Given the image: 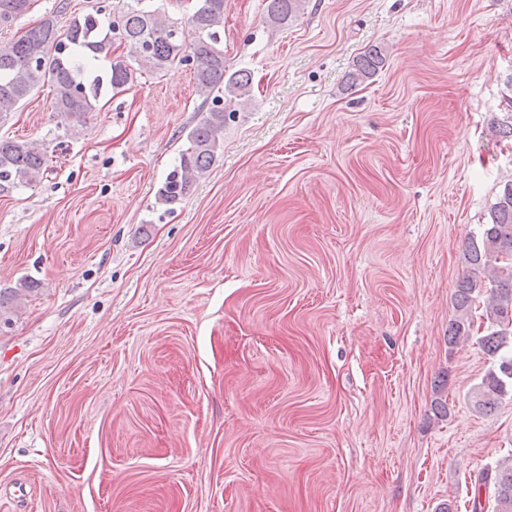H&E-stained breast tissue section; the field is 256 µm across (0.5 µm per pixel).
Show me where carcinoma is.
Returning a JSON list of instances; mask_svg holds the SVG:
<instances>
[{
    "label": "carcinoma",
    "mask_w": 512,
    "mask_h": 512,
    "mask_svg": "<svg viewBox=\"0 0 512 512\" xmlns=\"http://www.w3.org/2000/svg\"><path fill=\"white\" fill-rule=\"evenodd\" d=\"M35 2L0 0V30L12 26ZM304 4L305 0H266V22L274 28L287 27L297 20ZM101 12L99 8L94 15L75 17L63 31L51 15L25 35L0 45V118L44 79L52 87L55 112L71 123L94 111L107 91L131 86L143 68L157 74L191 66L198 94L211 100L212 107L187 133V147L180 153L179 165L159 191L165 203L181 200L215 162L223 144L224 124L236 117L237 107L250 92L249 72L228 74L224 67V50L219 48L224 0H200L188 18L199 33L189 48L180 41L175 22L166 13L145 5V0L115 6L105 32L97 18ZM118 46L127 52H116ZM101 59L107 62L102 70L94 65ZM384 62L380 47H369L350 73V84L369 81ZM46 167V156L35 147L0 138V197L37 184ZM490 220L466 243L470 274L458 281L456 316L448 326V343L457 345L473 336L476 320L486 324V334L478 341L493 366L472 391L474 409L483 414L494 412L512 391V183L505 184L491 205ZM37 293L38 288L27 280L0 293V329L11 326L22 301ZM484 293L485 310L475 315L473 308ZM490 483L495 490L494 512H512V463L492 475L479 474L478 486Z\"/></svg>",
    "instance_id": "carcinoma-1"
}]
</instances>
